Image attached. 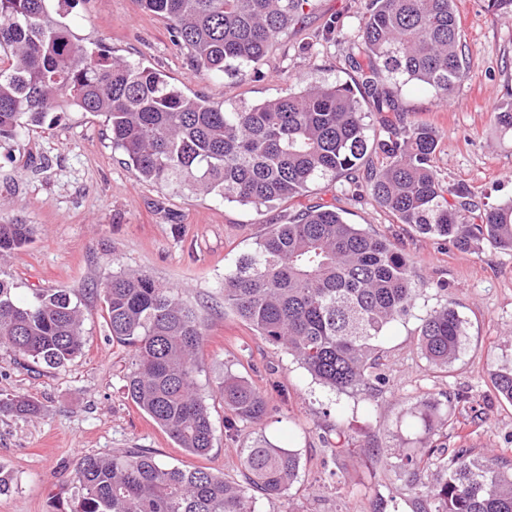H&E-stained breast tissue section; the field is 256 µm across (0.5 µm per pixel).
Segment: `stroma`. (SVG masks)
Masks as SVG:
<instances>
[{
    "label": "stroma",
    "mask_w": 512,
    "mask_h": 512,
    "mask_svg": "<svg viewBox=\"0 0 512 512\" xmlns=\"http://www.w3.org/2000/svg\"><path fill=\"white\" fill-rule=\"evenodd\" d=\"M367 0H312L302 24L273 45L251 76L196 73L169 22L135 0H77L68 21L85 42L166 73L186 93L232 107L286 94L301 82L356 85L347 58L357 52ZM461 45L469 63L446 102L408 84L393 93L407 119L431 126L439 139L436 165L449 185L463 183L477 200L512 199V140L501 137L496 105L512 91V18L488 0H455ZM345 177L324 181L304 204L328 203L348 223L388 237L414 261L429 289L412 314L378 341L383 381L368 394H337L292 356L264 340L224 307V273L269 225L295 214L285 203L259 214L216 196L138 181L114 151L101 117L56 112L42 126L0 148V220L32 225L29 243L0 276L19 300L35 290L68 288L83 309V347L67 365L49 368L0 347V393L38 401L29 419L0 416V467L14 478L0 512H69L78 458L149 449L170 465L201 467L245 483L240 451L257 438L298 453L300 472L276 502L257 495L258 512H413L403 453L467 446L473 456L512 462V404L496 397L493 380L512 366V252L460 253L400 223L370 196L344 192ZM138 269L176 288L201 320L205 339L196 383L214 426L205 457L185 453L128 398V356L113 341L102 313L100 285ZM453 301L465 320L463 349L449 370L429 365L416 335L421 316ZM251 381L272 412L259 425L226 427L216 388L225 373ZM448 410V425L424 433L418 400Z\"/></svg>",
    "instance_id": "stroma-1"
}]
</instances>
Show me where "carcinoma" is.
Returning a JSON list of instances; mask_svg holds the SVG:
<instances>
[{
    "label": "carcinoma",
    "instance_id": "cac0c4a2",
    "mask_svg": "<svg viewBox=\"0 0 512 512\" xmlns=\"http://www.w3.org/2000/svg\"><path fill=\"white\" fill-rule=\"evenodd\" d=\"M76 0H0V147L73 107L104 118L112 146L136 179L173 184L260 211L298 202L312 186L346 173L401 223L459 252L485 245L512 251V200L478 203L463 183L448 186L434 159L435 131L400 115L367 134L361 104L345 84H312L286 96L231 109L188 95L159 71L111 51L87 47L64 22ZM172 22L175 42L197 72L249 75L311 0H136ZM454 0H368L359 27L365 93L378 112H396L384 83H416L446 100L468 67ZM500 134L512 135V93L495 109ZM381 159L370 165L371 156ZM31 227L0 222V259L24 247ZM434 287L414 278L409 257L386 239L348 223L333 204L305 206L272 224L254 249L224 273V305L269 343L288 351L338 394L367 393L380 381L376 341ZM112 339L129 356L125 390L176 445L193 456L213 447L208 404L197 392L204 329L171 288L128 270L102 288ZM84 316L64 289L15 298L0 278V346L36 364L60 368L82 350ZM464 320L449 301L421 318L419 347L439 369L459 357ZM230 417L261 424L272 408L260 389L226 372L217 386ZM496 396L512 403V368L495 378ZM40 413L25 394L0 396V411ZM422 427L448 416L428 400L416 406ZM437 449L400 458L412 475L415 512H512V467L455 448L431 469ZM248 485L202 468L169 466L148 449L88 455L76 463L71 512H256L250 490L273 502L298 477L299 458L265 438L240 456ZM430 474L420 483L422 474Z\"/></svg>",
    "mask_w": 512,
    "mask_h": 512
}]
</instances>
